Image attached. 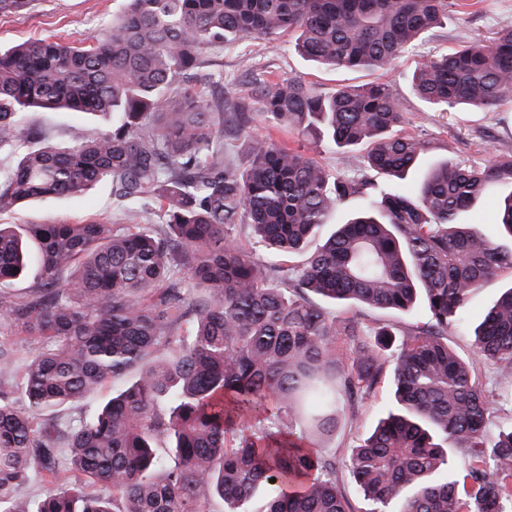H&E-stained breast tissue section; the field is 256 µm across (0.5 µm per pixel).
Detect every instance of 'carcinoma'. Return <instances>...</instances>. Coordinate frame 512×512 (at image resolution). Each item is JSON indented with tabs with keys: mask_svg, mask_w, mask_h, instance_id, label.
Listing matches in <instances>:
<instances>
[{
	"mask_svg": "<svg viewBox=\"0 0 512 512\" xmlns=\"http://www.w3.org/2000/svg\"><path fill=\"white\" fill-rule=\"evenodd\" d=\"M460 0H129L103 33L72 44L36 39L0 49V212L37 197H80L100 183L159 224H0V368L22 336L18 377L0 371V512H31L18 491L38 474L36 512H350L333 463L313 449L340 407L386 375L395 408L348 455L374 512H512V431L488 442V403L470 363L448 345L489 280L512 273L505 248L460 217L493 186L512 238V157L430 167L417 193L403 179L425 162L402 132L389 86L318 93L299 78L252 75L251 94L208 98L203 55L248 37L295 36L297 52L334 68L380 70L457 13ZM435 112L512 101V26L433 57L411 77ZM31 110L102 116L71 145L27 146ZM286 124L328 146L366 142L364 172L332 175L314 157L256 133ZM250 141L242 169L224 128ZM357 217L309 244L346 200ZM297 265L262 267L237 240ZM36 260L28 291L6 286ZM319 300H313V297ZM425 318L395 332L336 305ZM474 354L512 383V286L472 331ZM121 383L88 422L78 404ZM20 392L22 404L13 395ZM463 469L448 472L449 449ZM112 491L102 497L92 491Z\"/></svg>",
	"mask_w": 512,
	"mask_h": 512,
	"instance_id": "cac0c4a2",
	"label": "carcinoma"
}]
</instances>
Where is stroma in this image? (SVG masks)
Listing matches in <instances>:
<instances>
[{
	"label": "stroma",
	"mask_w": 512,
	"mask_h": 512,
	"mask_svg": "<svg viewBox=\"0 0 512 512\" xmlns=\"http://www.w3.org/2000/svg\"><path fill=\"white\" fill-rule=\"evenodd\" d=\"M467 3L461 20L425 36L384 70L318 66L300 56L294 48L293 36L287 35L273 43L249 38L224 47L207 55L202 72L222 73L225 93L236 97L247 96L250 76L257 71L266 72L273 79L302 77L322 93L343 85L383 81L403 107L405 133L419 140L431 159L483 164L494 156L512 155V102L489 112L470 109L434 112L413 93L409 83L411 73L431 56L446 53L462 40L492 37L501 26L512 25V0H467ZM126 7V0H33L25 12L0 14V47L37 38L81 42L101 32ZM76 121L79 120L69 112H32L26 125L40 131L42 142L66 147L70 144L69 129ZM272 135L288 147L314 156L332 173L353 175L362 170L361 152L328 149L286 129L273 130ZM58 219L70 222L98 219L108 224L157 221L153 211L124 206L107 184L97 185L80 199L44 198L0 213V224H43ZM448 343L459 357L476 363L479 386L492 408L491 432L511 427L512 388L501 383L497 365L476 360L469 332L450 334ZM394 404L390 381H382L376 392L341 416L335 436L319 445L320 453L335 458L336 477L353 512H368L370 504L347 471V451L358 445Z\"/></svg>",
	"instance_id": "obj_1"
}]
</instances>
